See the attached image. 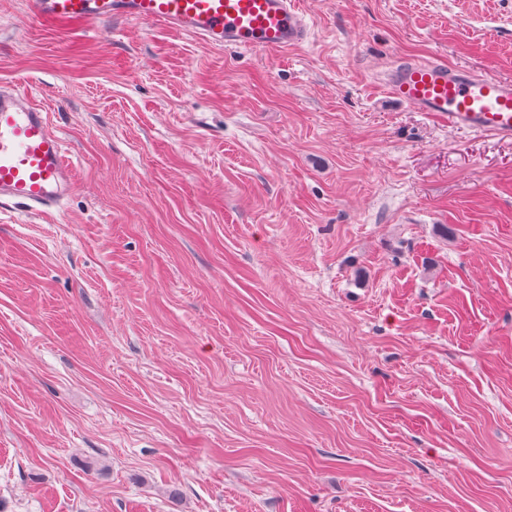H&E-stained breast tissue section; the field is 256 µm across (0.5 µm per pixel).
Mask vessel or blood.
Returning a JSON list of instances; mask_svg holds the SVG:
<instances>
[{"instance_id":"obj_1","label":"vessel or blood","mask_w":512,"mask_h":512,"mask_svg":"<svg viewBox=\"0 0 512 512\" xmlns=\"http://www.w3.org/2000/svg\"><path fill=\"white\" fill-rule=\"evenodd\" d=\"M37 19L92 26L117 19L160 24L218 47L281 49L309 41L298 0H32ZM397 102L449 127L512 139V81L402 60L385 79ZM75 184L64 142L48 114L20 89H0V203L56 205Z\"/></svg>"}]
</instances>
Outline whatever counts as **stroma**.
<instances>
[{
    "mask_svg": "<svg viewBox=\"0 0 512 512\" xmlns=\"http://www.w3.org/2000/svg\"><path fill=\"white\" fill-rule=\"evenodd\" d=\"M219 49L0 0L74 164L0 205V512H512V140L394 101L512 80V0H299Z\"/></svg>",
    "mask_w": 512,
    "mask_h": 512,
    "instance_id": "35a3bbf8",
    "label": "stroma"
}]
</instances>
